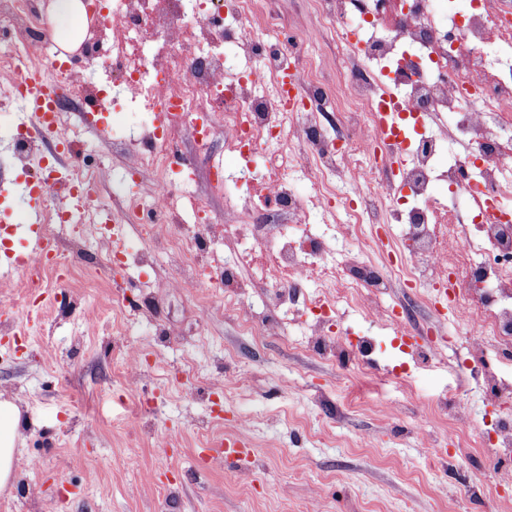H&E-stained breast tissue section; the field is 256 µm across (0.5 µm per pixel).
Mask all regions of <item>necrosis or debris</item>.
Instances as JSON below:
<instances>
[{
  "instance_id": "1",
  "label": "necrosis or debris",
  "mask_w": 512,
  "mask_h": 512,
  "mask_svg": "<svg viewBox=\"0 0 512 512\" xmlns=\"http://www.w3.org/2000/svg\"><path fill=\"white\" fill-rule=\"evenodd\" d=\"M315 31L278 42L281 24L263 0H110L112 83L151 112L150 123L129 132L123 177L139 184L146 171L156 218L152 236L185 271L183 288L198 280L233 302L245 335H276L278 319L257 313L256 285L268 306L292 305L309 331L308 342L326 357L363 362L373 342L341 336L328 324L340 304L367 305L397 288L420 289L436 317H445L435 295L448 292L459 310L454 322L469 326V356L457 365L466 375L487 346L512 360V0H314ZM0 75L21 80L16 59L47 46V24L28 0H0ZM331 34L337 59L297 69L305 43ZM335 68L328 85L322 70ZM296 70V102L267 94L278 77ZM58 115L75 111L77 95L106 99L98 81L55 70ZM398 109L411 135L389 139L375 115ZM187 129L197 153L172 165L173 135ZM243 161L252 187L215 222L199 203V230L179 229L171 188L196 181L197 163L216 139ZM312 176L314 200L342 194L353 223L366 232L342 241L344 258L330 270L341 286L335 301L287 302L314 272L326 270L330 240L316 233L312 210L292 174ZM447 185V196L433 192ZM384 205L375 211L371 200ZM231 232L221 268L201 265L199 251ZM394 251L371 263L367 248Z\"/></svg>"
}]
</instances>
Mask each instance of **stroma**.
Here are the masks:
<instances>
[{"instance_id": "35a3bbf8", "label": "stroma", "mask_w": 512, "mask_h": 512, "mask_svg": "<svg viewBox=\"0 0 512 512\" xmlns=\"http://www.w3.org/2000/svg\"><path fill=\"white\" fill-rule=\"evenodd\" d=\"M23 118L0 92V225L35 217L31 171L5 169ZM145 118L128 100L69 113L78 154L60 163L92 176L99 205L126 196L127 147L109 127ZM126 243L124 272L89 249L61 292L51 276L42 290L0 276L16 302L0 335V396L21 413L0 512H512V461L479 445L498 418L481 374L456 389L468 328L446 323L438 353L415 358L396 324L342 307V333L379 343L361 371L344 370L306 350L296 314L251 342L211 289L174 287L182 271L162 241L132 227ZM133 348L148 362L132 391ZM236 432L251 459L204 463L200 448ZM435 448L446 466H427Z\"/></svg>"}]
</instances>
